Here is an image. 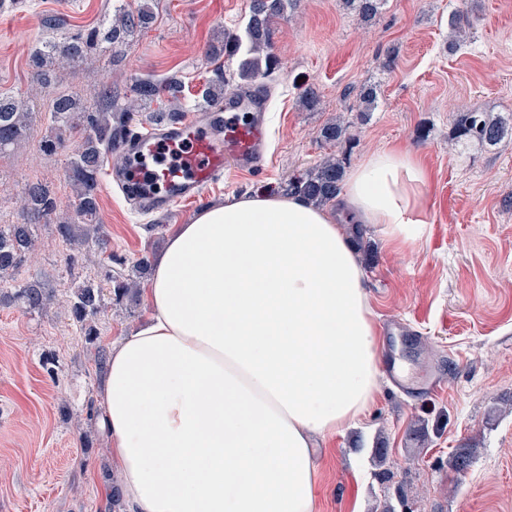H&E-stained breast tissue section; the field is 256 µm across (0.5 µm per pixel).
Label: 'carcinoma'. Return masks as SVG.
Here are the masks:
<instances>
[{
    "label": "carcinoma",
    "mask_w": 512,
    "mask_h": 512,
    "mask_svg": "<svg viewBox=\"0 0 512 512\" xmlns=\"http://www.w3.org/2000/svg\"><path fill=\"white\" fill-rule=\"evenodd\" d=\"M155 0H141L132 9L120 5L115 9L112 42H118L137 29L147 27L155 18ZM297 0H252L248 20L241 35L229 36L224 44L209 48L215 56L237 59V75L242 81L252 82L266 76L277 66L272 46L273 18L285 8L293 7ZM349 8L362 19L379 13L382 0H346ZM473 22L467 16L453 21L455 39L450 47L455 49L464 40L466 30ZM96 31L75 34L61 41L45 42L34 48L32 58L36 68L55 71L82 58L85 50L94 44ZM224 74L217 75L204 85L201 98L206 105L224 99ZM134 96L125 100L104 87L94 93L92 103L82 105L70 95L59 94L53 100L50 118L53 124L44 149L49 152L70 150L67 178L75 194V215L54 225L56 236L70 245L72 254L68 263L79 262L84 247L94 244L100 255L98 280L86 279L71 284L67 313L82 337L85 347L92 354L95 374L104 378L109 352L99 342L98 315L114 303L127 310L137 306L140 283L151 269L148 256L143 255L132 265L119 261L122 269H112V246L105 229L99 223L98 189L104 161L112 152V145L121 131L129 132L136 117L151 104L164 97L177 99L182 93L181 82L174 79L162 81L151 77L135 81ZM32 122V113L25 108V101L0 98V150L18 148L26 138ZM454 136L481 146H498L512 142V115L504 117L490 112H461L454 124ZM343 179L341 162L329 156L311 169L288 180V194L301 197L317 206H326L336 199ZM57 210L56 198L39 183L28 185L20 199V224H0V284L15 280V274L36 253L37 228ZM52 291L38 280L13 285V290L0 292V303H14L29 311H41L52 301ZM474 448H458L449 458L448 465L456 470L465 469L475 455Z\"/></svg>",
    "instance_id": "cac0c4a2"
}]
</instances>
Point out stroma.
<instances>
[{"mask_svg":"<svg viewBox=\"0 0 512 512\" xmlns=\"http://www.w3.org/2000/svg\"><path fill=\"white\" fill-rule=\"evenodd\" d=\"M122 1L138 3L27 0L0 10V91L24 96L35 114L22 146L0 151V224L19 221L18 198L30 183L53 192L60 215L73 211L68 154L42 147L56 94L87 99L108 86L123 97L139 78L175 76L190 114L218 69L225 94L239 91L236 62L208 58L206 50L239 33L249 0H160L154 22L121 51L99 43L50 85L33 82L38 44L109 26ZM457 14L477 23L452 51ZM272 52L279 66L262 80L269 95L264 170L232 174L163 215L136 211L117 185L100 186L113 257L159 253L203 203L286 192L290 177L325 155L342 157L349 170L387 147L418 155L430 173L426 237L399 253L379 226L362 224L354 240L383 331L381 357L419 375L437 372L441 383L402 393L382 380L366 418L322 442L317 512H512V143L486 148L452 136L460 111L512 113V0H384L367 22L343 0H299L276 18ZM365 87L376 102L363 118L357 96ZM309 89L318 95L313 108L301 104ZM339 118L351 141L324 143L321 129ZM37 234L41 248L17 278H39L53 301L39 312L0 306V512H108L104 474L117 466L100 424L86 418L87 399L101 384L65 312L70 282L96 273V250L72 265L53 223ZM150 317L144 302L131 313L106 309L99 341L111 346ZM48 357L57 377L43 366ZM467 443L479 454L454 472L448 459Z\"/></svg>","mask_w":512,"mask_h":512,"instance_id":"1","label":"stroma"}]
</instances>
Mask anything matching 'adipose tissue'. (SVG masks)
<instances>
[{"instance_id":"obj_1","label":"adipose tissue","mask_w":512,"mask_h":512,"mask_svg":"<svg viewBox=\"0 0 512 512\" xmlns=\"http://www.w3.org/2000/svg\"><path fill=\"white\" fill-rule=\"evenodd\" d=\"M429 174L385 149L328 211L259 192L199 208L158 257L153 314L110 350L102 429L128 512H315L318 441L379 390L363 270L344 224L421 241Z\"/></svg>"}]
</instances>
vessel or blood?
Masks as SVG:
<instances>
[{"label": "vessel or blood", "mask_w": 512, "mask_h": 512, "mask_svg": "<svg viewBox=\"0 0 512 512\" xmlns=\"http://www.w3.org/2000/svg\"><path fill=\"white\" fill-rule=\"evenodd\" d=\"M265 109L261 93L242 91L192 120L165 121L120 138L108 157V173L142 213L167 212L228 172L263 168L269 139Z\"/></svg>", "instance_id": "1"}]
</instances>
